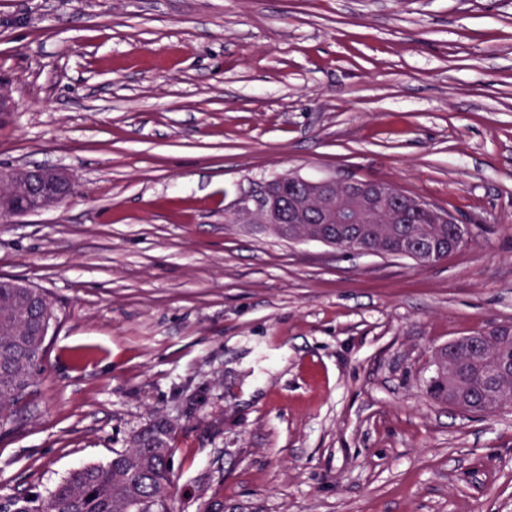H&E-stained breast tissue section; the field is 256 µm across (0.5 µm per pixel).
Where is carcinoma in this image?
I'll return each instance as SVG.
<instances>
[{
  "label": "carcinoma",
  "mask_w": 512,
  "mask_h": 512,
  "mask_svg": "<svg viewBox=\"0 0 512 512\" xmlns=\"http://www.w3.org/2000/svg\"><path fill=\"white\" fill-rule=\"evenodd\" d=\"M392 224L372 225L368 248L398 255L399 236ZM414 237H429L438 246L437 260L462 248L456 225L434 224L432 215L419 212L406 225ZM55 318V303L41 288L0 277V433L13 428L37 395L47 351V336ZM512 359V338L491 336L481 345L444 346L433 356L434 375L427 393L452 407L464 405L487 412L501 393L500 410L512 409V377L491 384L476 369ZM174 427L159 419L131 438L104 465L72 471L46 497H10L0 512H173Z\"/></svg>",
  "instance_id": "1"
}]
</instances>
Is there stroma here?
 <instances>
[{"instance_id":"35a3bbf8","label":"stroma","mask_w":512,"mask_h":512,"mask_svg":"<svg viewBox=\"0 0 512 512\" xmlns=\"http://www.w3.org/2000/svg\"><path fill=\"white\" fill-rule=\"evenodd\" d=\"M0 90V165L77 186L0 218V275L57 316L0 500L161 417L176 512H512V410L426 392L512 323V0H0ZM285 173L389 181L467 244L422 267L237 215Z\"/></svg>"}]
</instances>
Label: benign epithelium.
<instances>
[{"label":"benign epithelium","instance_id":"benign-epithelium-1","mask_svg":"<svg viewBox=\"0 0 512 512\" xmlns=\"http://www.w3.org/2000/svg\"><path fill=\"white\" fill-rule=\"evenodd\" d=\"M298 181L305 192L284 203L274 181L260 190L250 189L238 198L237 213L267 228L280 227V233L293 239V225L319 224L324 231L316 241L334 247L336 232L350 231L359 237L363 224H377L384 215L392 224L409 222V212L397 191L372 180H339L335 177L305 178ZM14 186L13 202L0 201V213L10 217L38 213L64 203L71 179L62 169L48 166L0 167V184Z\"/></svg>","mask_w":512,"mask_h":512}]
</instances>
